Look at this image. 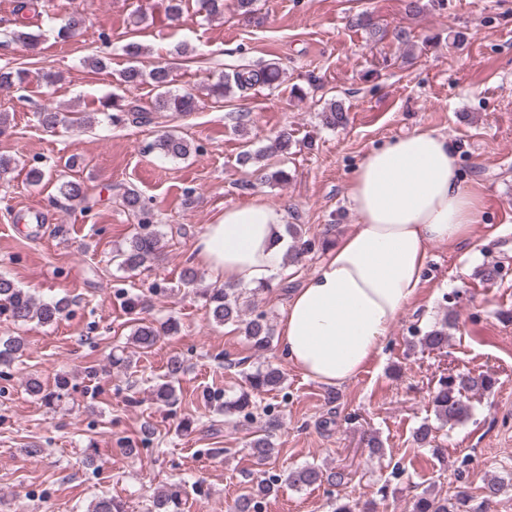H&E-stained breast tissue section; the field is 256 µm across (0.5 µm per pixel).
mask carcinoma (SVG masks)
I'll use <instances>...</instances> for the list:
<instances>
[{
	"instance_id": "carcinoma-1",
	"label": "carcinoma",
	"mask_w": 512,
	"mask_h": 512,
	"mask_svg": "<svg viewBox=\"0 0 512 512\" xmlns=\"http://www.w3.org/2000/svg\"><path fill=\"white\" fill-rule=\"evenodd\" d=\"M84 19L72 13L63 19L57 30V37L65 40L82 26ZM145 48L137 43L126 47L128 56L127 66L118 73L117 85L119 92L113 94L110 106L115 113L110 115L114 123L131 121L145 124L151 121V112H173L187 115L195 111L196 96L185 91L175 93L171 90V67L159 64L146 71L139 65L140 56ZM282 71L275 63H269L260 68H240L233 73L219 72L215 80L208 86L209 94L217 101L238 90L246 92L256 88H272L280 84ZM25 80V70L0 68V86H13ZM143 84L152 86L154 97L151 101L152 110H147L134 102H125V94L139 88ZM321 121L328 127L343 126L347 123L346 111L340 104H331L321 112ZM292 136L284 131L276 136L273 142L262 150L242 152L240 164L253 167V173L262 183H280L288 179V173L282 169H274L266 163V159L275 153L284 152L290 148ZM159 153L175 158L185 159L191 153V144L177 131H167L161 134L152 144ZM119 205L134 217L138 218L137 228L126 246L113 251L112 260L123 270L136 271L145 263L154 259L160 249L161 234L157 230H147L150 223L149 212L146 210L139 191L128 187L119 197ZM205 297L213 323L225 325L228 323H244V335L257 350L268 347L272 341V329L264 313L260 312L248 319H241L240 294L235 288L213 287L205 289ZM66 304L63 300L42 301L33 294L16 288L11 281L0 278V311L8 313L13 322L24 325L32 320L42 324H52L62 315ZM455 325L450 318H445L441 327L432 329L418 337L416 344L421 350L442 352L448 347V327ZM177 330V323L172 319L155 323L143 319H135L131 339L142 349L154 346L160 336ZM24 343L18 337L0 342V363L9 364L21 356ZM184 372L182 361L173 357L167 364L166 380L156 385L154 394L156 400L167 405L177 404L175 384L179 382ZM243 376L247 389L242 391L238 399L227 405L228 411H243L252 405L251 396L262 392L272 391L281 386L284 375L278 368L268 367L254 372L245 371ZM496 384V379L489 373L472 376L469 374H453L438 381L434 390V413L442 424H457L465 421L470 415L467 395L472 392L490 391ZM288 485L296 488L310 487L324 481L336 487L347 484V474L339 470L324 474L315 466H304L288 472ZM512 483L500 477L489 479L482 487L483 502L490 503ZM270 490L267 485H259L257 492L242 494L233 505V512H261L262 496ZM473 495L467 486L455 487L452 495L442 497L433 492L424 491L413 502V512H475L471 507ZM180 494L177 491L156 496L153 500L154 512H178ZM86 512H124L121 501L107 495L94 497Z\"/></svg>"
}]
</instances>
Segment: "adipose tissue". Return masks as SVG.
<instances>
[{"mask_svg": "<svg viewBox=\"0 0 512 512\" xmlns=\"http://www.w3.org/2000/svg\"><path fill=\"white\" fill-rule=\"evenodd\" d=\"M356 215L288 302L279 348L305 378L335 386L378 355L416 297L435 243L469 240L481 210L445 136L417 131L373 150L354 170ZM286 212L260 200L225 208L194 245L221 284L266 285L285 271Z\"/></svg>", "mask_w": 512, "mask_h": 512, "instance_id": "1", "label": "adipose tissue"}]
</instances>
